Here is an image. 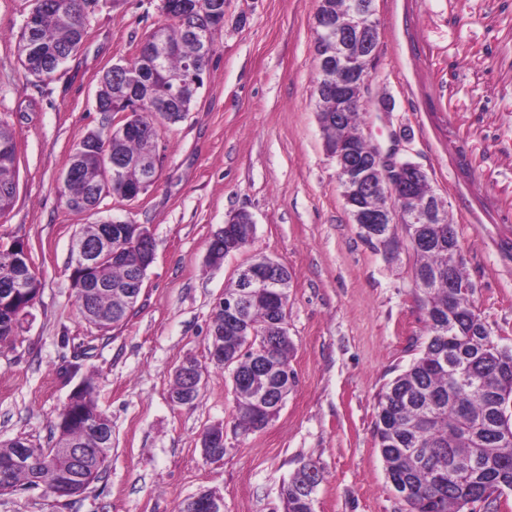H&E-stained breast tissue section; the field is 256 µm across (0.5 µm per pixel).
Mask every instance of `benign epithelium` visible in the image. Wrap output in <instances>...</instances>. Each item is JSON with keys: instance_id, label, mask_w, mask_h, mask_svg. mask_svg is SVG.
Instances as JSON below:
<instances>
[{"instance_id": "benign-epithelium-1", "label": "benign epithelium", "mask_w": 512, "mask_h": 512, "mask_svg": "<svg viewBox=\"0 0 512 512\" xmlns=\"http://www.w3.org/2000/svg\"><path fill=\"white\" fill-rule=\"evenodd\" d=\"M199 5L193 0H173L168 11L182 18L195 15ZM313 52L320 83L313 85L317 101L319 126L336 125V140L324 141L326 155L336 168V182L340 187L343 206L352 223L362 225L364 235L387 254L397 252L384 241L395 236L394 226L404 228L410 238L411 224L448 223L447 202L430 187L427 171L404 156L402 137L392 135V146L387 150L373 143L367 122L352 128L349 116L357 112L369 115L372 85L377 78L380 55L381 21L377 0H352L346 9L333 0H318L313 16ZM254 225L253 217L238 211L224 220L218 233L212 236L217 244L209 246L206 260L211 265L223 263L225 253L242 252L251 246V240L231 235L241 223ZM129 236L122 228L104 231L96 227L84 237L72 241L75 264L92 268L100 258L109 256L114 261L135 264L137 287L126 291L132 303L143 286L146 272L156 258V244L148 226L135 225ZM227 237L229 251L220 244ZM281 263L262 258L242 266L236 278V287L229 301L219 300L217 306L225 309L226 326H239L242 311L257 294L277 304L283 301L286 290L278 272ZM187 389H199L204 382L205 368L193 359L181 362L175 369ZM208 444L212 450L203 453L204 459L218 464L224 459V423L211 426ZM190 512H224V500L216 494L196 496L189 500Z\"/></svg>"}]
</instances>
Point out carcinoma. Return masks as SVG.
I'll use <instances>...</instances> for the list:
<instances>
[{
    "mask_svg": "<svg viewBox=\"0 0 512 512\" xmlns=\"http://www.w3.org/2000/svg\"><path fill=\"white\" fill-rule=\"evenodd\" d=\"M201 10L216 12L202 24L210 44L222 30L224 0H196ZM29 10L37 12L34 26H22L18 51L27 75L36 82L52 79L83 46L88 16L77 0H30ZM168 18L145 40L161 38L173 47L160 61L136 56L117 62L106 71L99 85L101 111L121 115L105 118L100 128L87 132L75 151L84 154L81 181L64 184L61 196L71 207L72 196L86 192L96 195L97 207L108 198L125 200L121 183L112 178L116 161L126 168L125 177L139 181L137 162L148 156L161 160L158 150L159 126L175 124L191 111L197 91H181L189 79L187 63L199 57L198 43L188 36L186 25ZM131 113L135 130H123L122 114ZM13 132L0 122V214L12 208L18 190V165L7 144ZM414 232L426 239L414 247V273H443L422 289L426 310L427 339L407 369L390 381L377 401L376 439L388 478L403 485L409 512H465V508L497 499L512 490V348L499 344L474 311L463 287L465 273L456 260L457 251L448 250V238H457L452 224H417ZM71 277L102 280L108 289L89 297V289H76L84 320L101 332L123 325L135 305L126 304L116 290L131 285L134 271L106 257L93 272L75 267ZM27 262L19 257H0V286L19 285L26 289L16 305L27 304L37 293L34 278L28 276ZM286 313L271 310L258 299L247 307L239 336H224V369L228 371L236 401L234 426L244 431L263 429L252 395L240 381L255 379L266 392V405L286 399L294 385L290 369L292 344L280 335L279 321ZM78 411H62L55 425L50 460L29 454L11 465L8 483L15 491L22 486L45 485L52 491L74 471L71 460L61 452L65 446L88 448L91 457L87 476L99 479L101 461L112 457V445L99 443L95 420H109L98 406L94 385L87 381ZM322 479L314 464L304 465L286 484L281 495L287 512H310V496Z\"/></svg>",
    "mask_w": 512,
    "mask_h": 512,
    "instance_id": "1",
    "label": "carcinoma"
}]
</instances>
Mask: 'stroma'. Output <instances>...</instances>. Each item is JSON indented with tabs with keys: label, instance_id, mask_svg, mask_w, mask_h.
<instances>
[{
	"label": "stroma",
	"instance_id": "1",
	"mask_svg": "<svg viewBox=\"0 0 512 512\" xmlns=\"http://www.w3.org/2000/svg\"><path fill=\"white\" fill-rule=\"evenodd\" d=\"M159 0H100L81 51L32 83L18 53L26 0H0V120L19 149L18 195L0 239L23 238L42 282L13 342L0 344V441L51 442L74 388L93 380L112 420V458L76 500L45 487L0 495V512H178L203 490L224 512H283L281 488L303 464L323 479L314 512H406L376 443L386 384L426 340L416 258H388L350 223L316 117V0H226L224 29L187 117L162 127L155 184L106 215L147 225L156 259L134 314L107 333L83 319L70 245L85 215L60 197L80 138L99 128L94 95L112 64L133 59L165 21ZM477 0H378L382 20L373 142L410 136L412 160L448 204L474 282L470 302L512 347V10ZM244 209L253 248L288 266L290 367L295 385L264 429L234 427L228 372L211 363L215 305L246 254L207 264L214 231ZM206 369L193 406L169 400L173 371ZM224 425V460L206 463L200 434Z\"/></svg>",
	"mask_w": 512,
	"mask_h": 512
}]
</instances>
